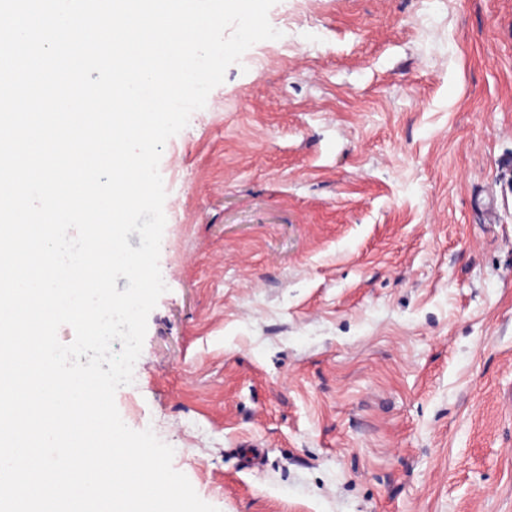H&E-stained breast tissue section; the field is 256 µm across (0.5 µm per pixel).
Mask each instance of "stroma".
Instances as JSON below:
<instances>
[{"mask_svg":"<svg viewBox=\"0 0 512 512\" xmlns=\"http://www.w3.org/2000/svg\"><path fill=\"white\" fill-rule=\"evenodd\" d=\"M170 138L132 384L218 512H512V0H277Z\"/></svg>","mask_w":512,"mask_h":512,"instance_id":"stroma-1","label":"stroma"}]
</instances>
